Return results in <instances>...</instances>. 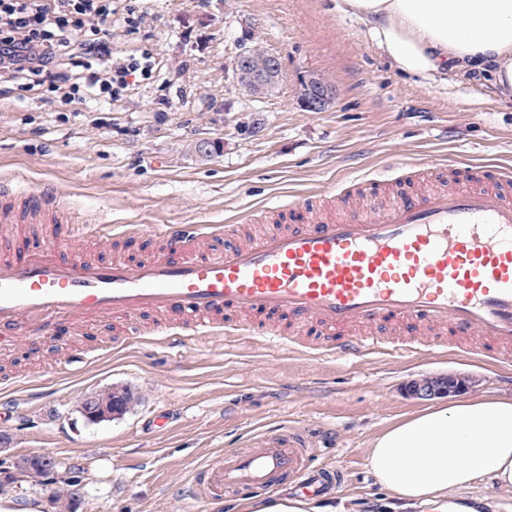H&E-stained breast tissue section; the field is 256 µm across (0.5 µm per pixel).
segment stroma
Returning <instances> with one entry per match:
<instances>
[{
  "mask_svg": "<svg viewBox=\"0 0 512 512\" xmlns=\"http://www.w3.org/2000/svg\"><path fill=\"white\" fill-rule=\"evenodd\" d=\"M156 20L115 26V50L151 49L159 66L130 97L87 99L59 112L36 95L0 101V180L53 186L95 224H236L238 242L274 231L248 221L292 198L340 204V189L430 161L512 167V96L484 71L445 80L399 73L365 27L336 0H146ZM279 54L286 79L263 99L238 87L231 65L247 36ZM325 73L336 87L327 111L298 102V81ZM218 144L211 156L200 141ZM103 321L73 335L58 326L37 343L0 351V376L36 372L39 382L0 386L1 456L48 453L79 468L76 512H195L181 494L203 460L247 450L250 434L276 425L310 432L320 467L343 485L315 499L321 512H400L371 472L375 436L423 408L405 384L422 375L472 377L470 395L512 398V366L463 352L387 350L352 360L268 349L227 336L178 349L134 339L112 348ZM87 356L72 367L73 353ZM134 400L112 420L88 423L81 403L104 390ZM167 411L168 423L151 420ZM470 512H512V491L482 481L457 493Z\"/></svg>",
  "mask_w": 512,
  "mask_h": 512,
  "instance_id": "35a3bbf8",
  "label": "stroma"
}]
</instances>
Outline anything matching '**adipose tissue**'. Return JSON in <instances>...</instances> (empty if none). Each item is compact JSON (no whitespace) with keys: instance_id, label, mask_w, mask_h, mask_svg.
Returning <instances> with one entry per match:
<instances>
[{"instance_id":"obj_1","label":"adipose tissue","mask_w":512,"mask_h":512,"mask_svg":"<svg viewBox=\"0 0 512 512\" xmlns=\"http://www.w3.org/2000/svg\"><path fill=\"white\" fill-rule=\"evenodd\" d=\"M403 74L436 79L472 62L512 91V0H342ZM380 486L424 506L490 479L512 490V400L466 397L389 426L367 450Z\"/></svg>"}]
</instances>
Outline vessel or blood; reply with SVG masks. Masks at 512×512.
Returning a JSON list of instances; mask_svg holds the SVG:
<instances>
[{
  "label": "vessel or blood",
  "mask_w": 512,
  "mask_h": 512,
  "mask_svg": "<svg viewBox=\"0 0 512 512\" xmlns=\"http://www.w3.org/2000/svg\"><path fill=\"white\" fill-rule=\"evenodd\" d=\"M435 189L400 190L380 211L366 209L285 225L217 254L207 243L230 224H89L60 193H14L0 183V223L45 224L50 235L17 253L0 246V345L36 341L60 324L124 322L154 313L151 341L181 347L224 335V314L249 316L243 335L324 357L410 350L416 336L347 334L364 324L440 328L461 352L512 364V170L484 166L475 185L449 190L445 165ZM86 237L142 240L148 258L126 262L78 249ZM250 451L199 464L186 486L201 504L230 491L304 496L336 490L338 468L315 466L301 430L255 432Z\"/></svg>",
  "instance_id": "1"
}]
</instances>
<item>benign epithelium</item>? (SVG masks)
<instances>
[{
  "mask_svg": "<svg viewBox=\"0 0 512 512\" xmlns=\"http://www.w3.org/2000/svg\"><path fill=\"white\" fill-rule=\"evenodd\" d=\"M234 81L248 94L262 98L272 93L284 80L281 60L278 54L268 49L261 41L255 40L247 51L236 54L232 65ZM300 102L308 112H324L336 100V89L329 77L316 71H308L299 78ZM472 380L456 373L441 376H423L410 380L405 390L409 397L420 400L449 397L468 390ZM122 413L116 404L108 414L96 410L88 403L82 415L90 422L109 420ZM40 465L34 469L23 459L13 461V470L5 472L0 488L22 481H43L52 477L54 488L48 495L51 512H61L59 492H64L77 502L80 498L78 480L74 476H62L57 472L56 460L48 454L39 456Z\"/></svg>",
  "mask_w": 512,
  "mask_h": 512,
  "instance_id": "7a95c632",
  "label": "benign epithelium"
}]
</instances>
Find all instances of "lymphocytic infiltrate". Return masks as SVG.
<instances>
[{
	"label": "lymphocytic infiltrate",
	"instance_id": "lymphocytic-infiltrate-1",
	"mask_svg": "<svg viewBox=\"0 0 512 512\" xmlns=\"http://www.w3.org/2000/svg\"><path fill=\"white\" fill-rule=\"evenodd\" d=\"M112 0H0V87L67 111L89 97L130 95L152 55H123L106 37Z\"/></svg>",
	"mask_w": 512,
	"mask_h": 512
}]
</instances>
